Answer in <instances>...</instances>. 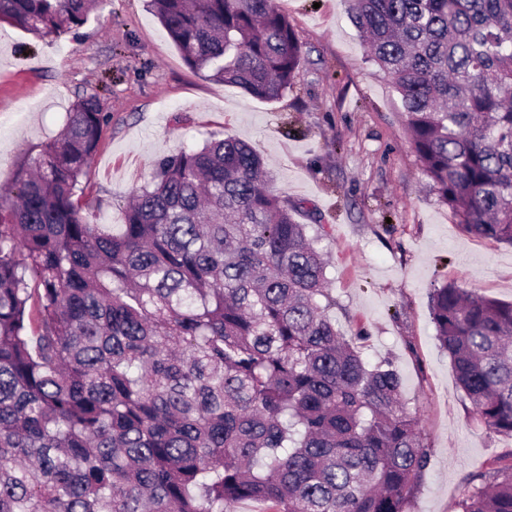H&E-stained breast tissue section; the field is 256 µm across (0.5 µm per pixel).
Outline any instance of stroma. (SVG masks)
<instances>
[{
    "label": "stroma",
    "instance_id": "obj_1",
    "mask_svg": "<svg viewBox=\"0 0 512 512\" xmlns=\"http://www.w3.org/2000/svg\"><path fill=\"white\" fill-rule=\"evenodd\" d=\"M305 59L274 102L191 69L147 0H102L87 23L36 37L0 23V191L94 93L112 122L84 198L99 221H124L160 159L210 134L246 141L274 189L324 225L320 242L343 332L365 362H390L418 410L430 458L412 512H457L470 474L512 463V439L489 433L440 347L430 291L454 283L512 301V245L469 237L423 175L399 94L359 38L346 0H276Z\"/></svg>",
    "mask_w": 512,
    "mask_h": 512
}]
</instances>
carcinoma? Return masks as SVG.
I'll return each instance as SVG.
<instances>
[{
  "label": "carcinoma",
  "mask_w": 512,
  "mask_h": 512,
  "mask_svg": "<svg viewBox=\"0 0 512 512\" xmlns=\"http://www.w3.org/2000/svg\"><path fill=\"white\" fill-rule=\"evenodd\" d=\"M95 0H0L31 34ZM185 63L273 102L304 60L276 0H149ZM461 230L512 244V0H350ZM112 117L86 94L0 201V512H411L429 449L390 364L370 367L301 207L253 149L162 159L125 223L80 203ZM436 337L486 430L512 438V302L431 292ZM459 512H512V464Z\"/></svg>",
  "instance_id": "cac0c4a2"
}]
</instances>
